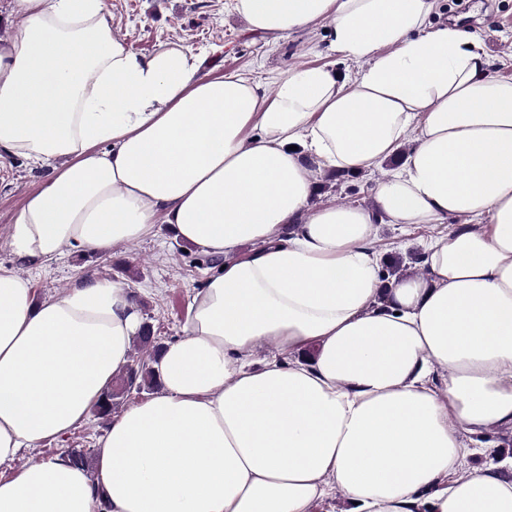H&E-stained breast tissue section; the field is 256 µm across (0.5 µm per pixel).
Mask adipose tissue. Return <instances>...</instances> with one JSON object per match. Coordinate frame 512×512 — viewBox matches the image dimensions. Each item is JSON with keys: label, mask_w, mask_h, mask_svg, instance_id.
<instances>
[{"label": "adipose tissue", "mask_w": 512, "mask_h": 512, "mask_svg": "<svg viewBox=\"0 0 512 512\" xmlns=\"http://www.w3.org/2000/svg\"><path fill=\"white\" fill-rule=\"evenodd\" d=\"M435 7L235 0L274 41L330 21L361 65L294 69L270 95L180 43L131 51L106 0H8L0 160L51 169L14 214L16 265L161 222L220 267L93 468L1 478L0 512H315L337 494L346 512H512V458L462 466L512 432V81ZM397 155L371 206L310 207L307 157L357 173ZM383 224L437 227L424 274L382 284ZM143 323L124 283L40 298L0 266V465L85 423Z\"/></svg>", "instance_id": "adipose-tissue-1"}]
</instances>
